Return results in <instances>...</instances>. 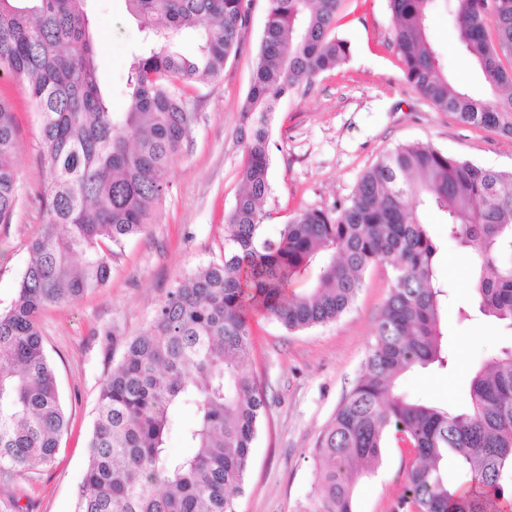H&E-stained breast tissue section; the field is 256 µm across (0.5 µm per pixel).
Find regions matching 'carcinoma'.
<instances>
[{"instance_id": "cac0c4a2", "label": "carcinoma", "mask_w": 512, "mask_h": 512, "mask_svg": "<svg viewBox=\"0 0 512 512\" xmlns=\"http://www.w3.org/2000/svg\"><path fill=\"white\" fill-rule=\"evenodd\" d=\"M0 0V71L22 81L40 117L46 222L29 244L16 299L0 311V481L51 464L67 428L54 367L37 326L49 306L104 287L124 241L146 230L169 191L168 171L195 113L185 89L219 75L237 54L250 0H129L147 46L127 76L130 101L114 113L94 61L86 0ZM463 54L489 92L476 98L448 81L428 37L438 0H389L405 82L465 123L512 138V0H443ZM253 82L242 109V190L225 216L224 260L181 279L151 322L125 346L103 384L90 461L75 512H236L265 394L247 369L249 311L289 331L336 320L368 267L393 278L363 374L314 449L310 512H353L354 475L379 464L389 438L408 440L407 512H512V348L476 368L464 409L409 400L398 378L448 366L443 349L439 246L420 218L431 208L469 256L477 311L512 328V172L479 167L431 145L386 153L345 204L310 208L261 233L269 191L267 116L301 83L348 52L334 33L340 0H268ZM493 16L495 40L487 32ZM207 25L187 57L176 42ZM17 129L0 98V224L19 201ZM312 268L318 283L291 285ZM184 405L195 421L178 427ZM179 429L192 452L172 456ZM457 460L468 486L448 485Z\"/></svg>"}]
</instances>
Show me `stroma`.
<instances>
[{
    "instance_id": "1",
    "label": "stroma",
    "mask_w": 512,
    "mask_h": 512,
    "mask_svg": "<svg viewBox=\"0 0 512 512\" xmlns=\"http://www.w3.org/2000/svg\"><path fill=\"white\" fill-rule=\"evenodd\" d=\"M99 77L112 109L125 111L127 73L142 34L127 0H88ZM268 0H252L250 21L236 57L221 76L194 83L187 99L196 114L167 179L158 220L125 240L111 260L104 288L80 300L47 307L39 318L55 366L68 428L54 461L0 481V512H74L90 455L99 392L125 342L152 319L158 303L188 273L220 261L224 215L239 194L244 163L241 109L249 92ZM388 0H342L335 34L350 44L348 58L278 103L269 120V185L264 231L274 235L297 212L344 203L361 176L398 145L427 143L497 171H512V138L461 122L436 109L405 81L394 49ZM429 38L450 81L486 95L481 74L462 57L445 10L432 13ZM0 96L14 105L19 203L0 224V309L10 307L42 229L45 187L40 128L23 83L0 71ZM440 244L437 272L449 287L443 308L447 368L414 369L397 390L436 406L458 407L471 370L512 346V329L471 308L470 260L453 242L439 214L422 212ZM393 277L390 265L368 268L353 305L336 321L296 333L269 318L251 321L248 368L267 403L258 424L237 512H309L318 473L313 450L342 398L362 373ZM410 457L398 443L354 489L353 512H395Z\"/></svg>"
}]
</instances>
